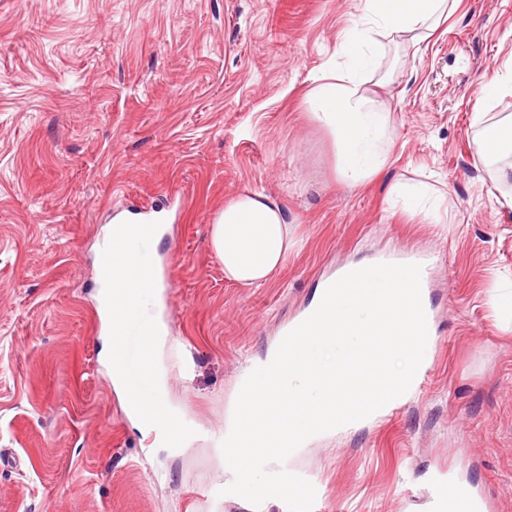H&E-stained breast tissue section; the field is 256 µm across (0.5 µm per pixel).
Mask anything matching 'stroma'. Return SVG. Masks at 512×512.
I'll list each match as a JSON object with an SVG mask.
<instances>
[{"label":"stroma","mask_w":512,"mask_h":512,"mask_svg":"<svg viewBox=\"0 0 512 512\" xmlns=\"http://www.w3.org/2000/svg\"><path fill=\"white\" fill-rule=\"evenodd\" d=\"M357 16V0H0V512H288L226 491L242 372L330 272L387 252L434 259L427 383L284 468L318 512H431L442 477L512 512V320L489 302L512 274V155L473 149L475 113L512 116V95L478 94L512 60V0H460L427 39L386 44L390 158L351 187L303 100ZM397 182L445 193L447 223L390 207ZM245 190L303 241L260 288L227 281L209 246ZM174 198L151 244L173 284L161 395L197 433L167 448L103 359L97 258L127 203Z\"/></svg>","instance_id":"stroma-1"}]
</instances>
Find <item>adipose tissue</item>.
I'll use <instances>...</instances> for the list:
<instances>
[{"label":"adipose tissue","instance_id":"ef3b65f1","mask_svg":"<svg viewBox=\"0 0 512 512\" xmlns=\"http://www.w3.org/2000/svg\"><path fill=\"white\" fill-rule=\"evenodd\" d=\"M457 0H360V15L346 34L342 67L321 72L305 105L331 135L337 148V171L349 185L375 177L388 159L391 112L377 108L369 84L385 41L423 40L455 9ZM394 199L444 223L443 198L429 186L394 184ZM210 245L224 265V277L243 288L268 283L295 246L294 231L282 207L268 196L246 191L217 213Z\"/></svg>","mask_w":512,"mask_h":512}]
</instances>
